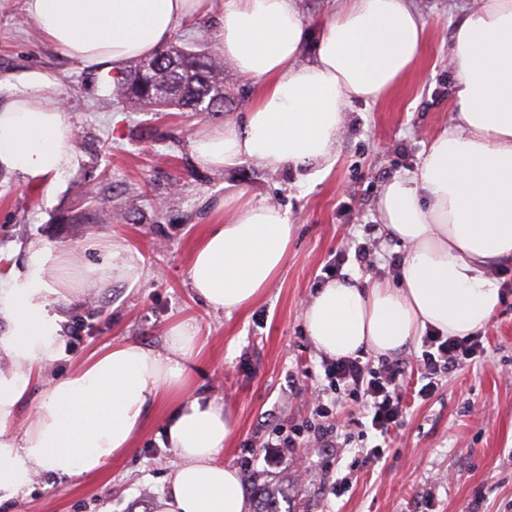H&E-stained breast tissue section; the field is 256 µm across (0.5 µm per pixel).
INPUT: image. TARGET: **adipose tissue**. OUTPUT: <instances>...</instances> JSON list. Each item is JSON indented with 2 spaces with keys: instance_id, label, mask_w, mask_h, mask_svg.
<instances>
[{
  "instance_id": "adipose-tissue-1",
  "label": "adipose tissue",
  "mask_w": 512,
  "mask_h": 512,
  "mask_svg": "<svg viewBox=\"0 0 512 512\" xmlns=\"http://www.w3.org/2000/svg\"><path fill=\"white\" fill-rule=\"evenodd\" d=\"M221 9V47L239 76L256 85L249 108L224 125L194 132L191 152L205 167L314 168L336 162L344 114L394 91L417 69L427 24L411 0H343L320 24L311 59L308 23L295 0H26L41 36L103 74L149 57L188 22ZM449 65L457 109L429 143L416 173L391 180L379 200L387 234L407 248L398 284L332 279L303 319L316 350L393 355L433 329L465 337L482 331L502 291L489 267L512 264V0H466ZM68 108L37 91L0 106V166L41 183L76 167ZM194 248L190 286L206 305L232 314L251 305L280 271L292 235L275 203L225 192ZM137 262L113 250L105 266L79 263L44 242L0 288V427L12 423L31 386L65 351L52 297L137 282ZM198 330L168 331L164 349L129 341L92 354L48 379L20 437L0 434V504L41 472L102 470L130 448L150 405L171 404L164 437L177 462L154 512H249L237 470L221 453L233 432L229 411L187 396Z\"/></svg>"
}]
</instances>
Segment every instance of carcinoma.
Segmentation results:
<instances>
[{
    "label": "carcinoma",
    "instance_id": "obj_1",
    "mask_svg": "<svg viewBox=\"0 0 512 512\" xmlns=\"http://www.w3.org/2000/svg\"><path fill=\"white\" fill-rule=\"evenodd\" d=\"M224 57L216 51L190 46L162 47L115 77L111 94L129 112L177 109L183 112H222L234 103L226 96ZM285 489H255L253 512H281Z\"/></svg>",
    "mask_w": 512,
    "mask_h": 512
}]
</instances>
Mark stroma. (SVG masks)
<instances>
[{
    "mask_svg": "<svg viewBox=\"0 0 512 512\" xmlns=\"http://www.w3.org/2000/svg\"><path fill=\"white\" fill-rule=\"evenodd\" d=\"M412 4L429 26L417 72L387 97L349 108L336 163L314 180L289 166L198 165L191 133L230 120V113L124 111L100 72L39 36L25 0H0V105L52 85L71 113L78 157L76 168L39 185L0 170V285L35 241L91 265L104 263V248L114 244L137 256L143 274L136 283L114 281L55 302L66 338L55 372L129 340L162 348L172 325L195 320L203 349L193 363L194 391L224 404L234 421L224 461L254 483L286 487L283 512H512V265L490 271L503 297L482 331L485 354L441 377L428 400L405 387L404 422L375 467L362 462L376 440L365 432L361 406L329 389L324 356L304 329L305 307L338 251L375 240V269L351 259L344 274L399 282L388 260L405 258L407 249L386 234L379 199L393 178L416 172L430 138L450 123L448 51L463 17L460 0ZM228 184L254 201L280 204L293 226L277 277L254 304L229 316L194 295L188 272ZM106 186L121 215L96 212L94 199ZM80 214L90 223H68ZM317 388L331 420L344 426L346 447L310 443L268 461L260 452L264 440L309 424ZM168 411L163 402L150 407L132 448L103 470L38 475L7 512H154L176 461L163 435ZM347 474L348 491L332 494V483Z\"/></svg>",
    "mask_w": 512,
    "mask_h": 512,
    "instance_id": "1",
    "label": "stroma"
}]
</instances>
